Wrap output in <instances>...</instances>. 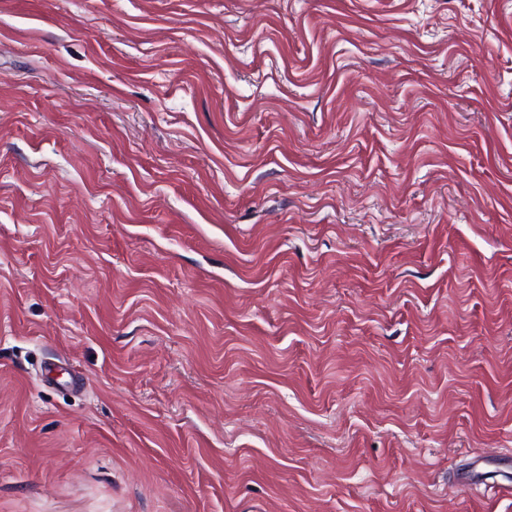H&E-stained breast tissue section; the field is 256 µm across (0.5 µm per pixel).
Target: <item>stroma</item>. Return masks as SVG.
I'll return each instance as SVG.
<instances>
[{
	"mask_svg": "<svg viewBox=\"0 0 512 512\" xmlns=\"http://www.w3.org/2000/svg\"><path fill=\"white\" fill-rule=\"evenodd\" d=\"M512 0H0V512H512Z\"/></svg>",
	"mask_w": 512,
	"mask_h": 512,
	"instance_id": "35a3bbf8",
	"label": "stroma"
}]
</instances>
